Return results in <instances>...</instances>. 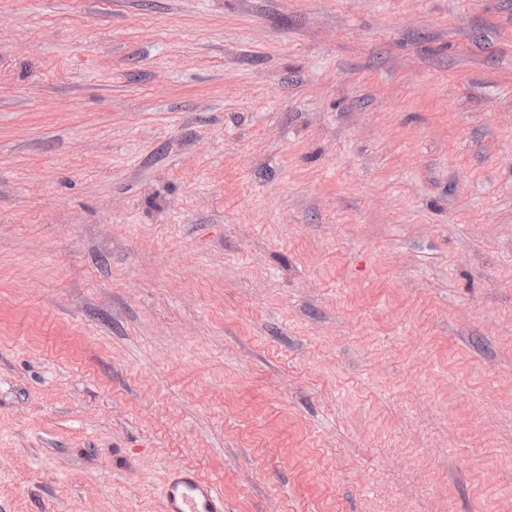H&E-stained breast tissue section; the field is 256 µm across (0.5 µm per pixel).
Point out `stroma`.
Returning <instances> with one entry per match:
<instances>
[{
	"instance_id": "stroma-1",
	"label": "stroma",
	"mask_w": 512,
	"mask_h": 512,
	"mask_svg": "<svg viewBox=\"0 0 512 512\" xmlns=\"http://www.w3.org/2000/svg\"><path fill=\"white\" fill-rule=\"evenodd\" d=\"M512 512V0H0V512ZM163 512H224V491L183 467L169 469L163 485Z\"/></svg>"
}]
</instances>
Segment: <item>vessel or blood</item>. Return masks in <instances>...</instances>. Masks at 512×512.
<instances>
[{"mask_svg": "<svg viewBox=\"0 0 512 512\" xmlns=\"http://www.w3.org/2000/svg\"><path fill=\"white\" fill-rule=\"evenodd\" d=\"M163 512H224V491L195 472L175 466L163 485Z\"/></svg>", "mask_w": 512, "mask_h": 512, "instance_id": "vessel-or-blood-1", "label": "vessel or blood"}]
</instances>
